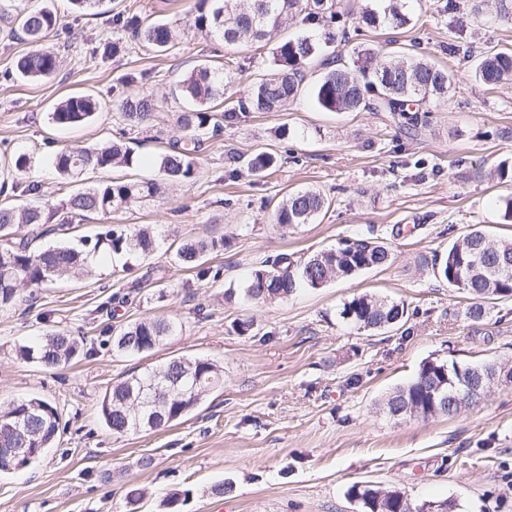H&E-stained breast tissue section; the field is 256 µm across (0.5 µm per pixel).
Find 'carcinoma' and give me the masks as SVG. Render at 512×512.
Masks as SVG:
<instances>
[{
  "instance_id": "obj_1",
  "label": "carcinoma",
  "mask_w": 512,
  "mask_h": 512,
  "mask_svg": "<svg viewBox=\"0 0 512 512\" xmlns=\"http://www.w3.org/2000/svg\"><path fill=\"white\" fill-rule=\"evenodd\" d=\"M408 0H374L362 8L360 20L367 28L404 27L412 22L405 11ZM340 0H196L192 11L195 28L205 30L233 49L254 45L280 30L288 18L306 13V19L326 25L339 18ZM0 17L14 19L15 32L23 39L38 44V48L17 60V71L30 78H46L59 68L56 52L39 46L57 26L56 14L47 8L20 7L16 0H0ZM112 24L129 32L133 38L159 50L170 47L176 29L167 23L146 22L136 15L118 12ZM321 52L315 37L303 35L285 39L273 49L271 69L247 90L238 107L254 112H278L299 93L307 64ZM479 80L496 86L512 76V50L493 51L477 65ZM232 81L230 73L207 65L195 66L183 80L182 92L195 109L178 116V127L186 140L202 142L201 135L208 125L218 130L208 108L224 97V89ZM448 70L425 57L402 51L379 54L373 48L353 52L349 65L340 60L330 63L315 86L317 106L328 112H387L390 118L413 132L418 131L430 103L445 101L451 88ZM159 102L151 95L134 94L122 102L125 124L136 127L148 122ZM96 103L88 96L72 95L61 100L49 113V120L58 126L83 125L92 120ZM193 149L184 148L165 154L159 161L162 179L168 182H189L198 171ZM135 158L123 140L99 142L89 146L64 149L56 153L53 164L64 179L86 171L102 170L116 165L130 167ZM230 162L249 176H257L278 165L277 157L261 151L247 158L231 156ZM160 183L153 181L108 183L86 187L70 195L67 207L75 216L86 214L110 215L124 209L134 200L153 197ZM328 199L319 191L301 189L284 196L275 209V226L288 230L300 224H311L324 210ZM44 208L38 203L19 206L0 205V308L10 306L21 288L29 285H51L75 274L91 275L95 257L101 251L119 255H147L156 245L152 228L138 226L113 229L96 239L92 247L87 241L58 243L40 251H32L27 239L19 236L24 227L40 224ZM224 246L217 240H189L177 251L182 265L198 268L199 261ZM392 259L389 243L377 237L358 235L341 240L336 247L322 249L305 259L293 260L282 253L254 267L247 283L238 293L258 303L285 300L300 287L322 288L337 277H351L384 267ZM436 275L453 288L467 293L470 304L465 318L479 321L486 314L485 300L512 299V240L493 241L479 225L454 242L447 251L423 258ZM231 291L226 299L234 298ZM406 308L376 294H362L345 302L340 317L363 330H382L405 323ZM178 323L171 319L153 318L122 328L115 336L116 350L128 354H146L165 339L174 335ZM80 346L70 331L56 328L47 331L32 346L16 349V356L47 369L69 364L79 353ZM495 368L493 364H458L455 361L428 359L406 384L397 387L386 400L388 413L407 410L406 417L422 419L437 416L452 417L461 405L444 404L452 384L448 377L456 370L475 378ZM163 374L177 381L176 390H160L151 398L141 394V387L156 377V371L131 374L107 389L100 403L106 426L114 434L125 435L148 431L149 417H155L153 429L169 426L186 416L204 397L224 384L217 365L203 358H174L163 368ZM25 413L42 417L32 431L30 447L44 454L53 447L60 431V414L51 403L31 397L14 402L0 411V423L6 425ZM349 494L359 499L361 512H432V504L413 503L399 489L382 490L369 485L360 490L351 487Z\"/></svg>"
}]
</instances>
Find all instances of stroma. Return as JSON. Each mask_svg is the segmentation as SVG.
I'll return each instance as SVG.
<instances>
[{"mask_svg":"<svg viewBox=\"0 0 512 512\" xmlns=\"http://www.w3.org/2000/svg\"><path fill=\"white\" fill-rule=\"evenodd\" d=\"M62 23L47 44L60 66L49 78L16 70L31 46L0 19V156L29 153V169L10 177L1 203L29 200V184L46 195L44 223L28 235L31 249L59 240L65 192L49 159L64 148L125 139L137 161L86 174L87 184L158 176L157 158L182 146L176 119L187 110L178 84L196 65H228L224 105L232 116L207 134L190 182L169 183L159 195L109 215L73 224L69 240H93L111 227L148 224L157 231L147 256L113 259L95 276L78 275L50 288L22 289L0 309V406L37 396L57 406L55 445L34 464L0 476V512H359L348 491L367 482L398 489L414 503L451 502L454 512H512V383L497 382L475 405L453 417L396 419L383 403L430 358L512 368V299L489 300L486 317L465 319L460 290L421 259L447 249L473 224L491 239L512 238L499 200L512 181L493 178L512 157V80L488 89L474 64L493 50H512V16L498 0H412L414 23L377 32L358 24L364 0H342L347 21L327 31L326 54L348 59L380 43L413 47L454 73L447 101L433 104L418 134L385 112H325L310 90L283 111L237 110L246 88L272 64L278 40L308 31L289 20L261 47L225 52L191 21L193 0H112L111 13L76 10L70 0H36ZM126 11L176 27L179 38L159 52L112 25ZM159 103L149 123L125 132L120 104L133 92ZM81 93L99 104L93 120L59 128L47 115L63 97ZM279 163L262 177L235 175L229 156L258 151ZM315 189L330 206L311 224L282 231L274 210L291 190ZM373 234L390 243L389 265L319 289L301 288L271 304L225 301L250 269L288 253L300 258L345 238ZM189 237L223 241L207 255L206 276L184 269L176 251ZM364 293L404 303L405 329L367 331L344 322V302ZM176 319L177 335L143 355L114 350L121 327L144 319ZM251 322L240 334L241 322ZM64 327L79 337L82 355L48 370L19 360L16 346ZM212 359L223 388L188 415L158 431L118 436L99 404L128 374L162 368L174 358ZM229 481L231 494H212Z\"/></svg>","mask_w":512,"mask_h":512,"instance_id":"obj_1","label":"stroma"}]
</instances>
